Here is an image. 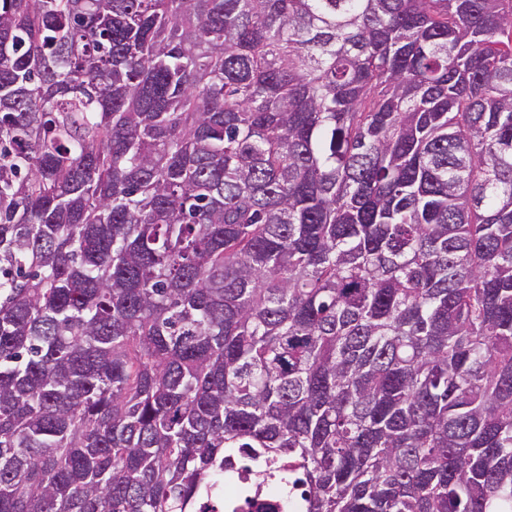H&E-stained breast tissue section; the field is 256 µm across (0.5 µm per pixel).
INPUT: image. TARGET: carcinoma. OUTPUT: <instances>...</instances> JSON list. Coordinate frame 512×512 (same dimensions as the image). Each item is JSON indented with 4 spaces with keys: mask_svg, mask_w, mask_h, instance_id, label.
Here are the masks:
<instances>
[{
    "mask_svg": "<svg viewBox=\"0 0 512 512\" xmlns=\"http://www.w3.org/2000/svg\"><path fill=\"white\" fill-rule=\"evenodd\" d=\"M512 512V0H0V512ZM239 486H251L254 490L256 489V493H253L252 497H255V500L259 503H273L274 501L275 493L273 491V486L271 484H263L259 486L254 481V476L251 472L243 469L237 470L235 476L227 485V497L233 498Z\"/></svg>",
    "mask_w": 512,
    "mask_h": 512,
    "instance_id": "1",
    "label": "carcinoma"
}]
</instances>
